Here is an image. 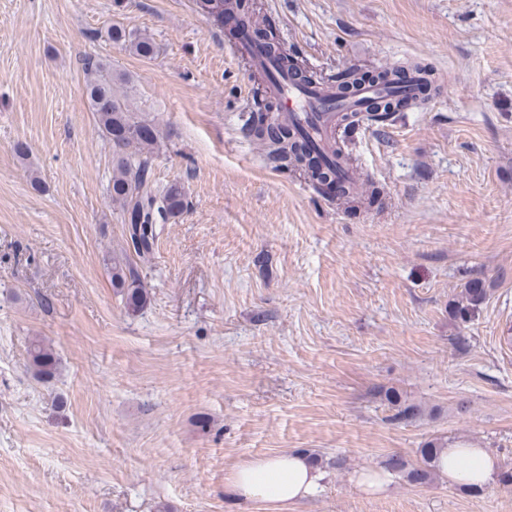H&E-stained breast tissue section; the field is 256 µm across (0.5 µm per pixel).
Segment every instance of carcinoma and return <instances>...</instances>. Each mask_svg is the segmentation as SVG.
I'll return each instance as SVG.
<instances>
[{
  "instance_id": "cac0c4a2",
  "label": "carcinoma",
  "mask_w": 512,
  "mask_h": 512,
  "mask_svg": "<svg viewBox=\"0 0 512 512\" xmlns=\"http://www.w3.org/2000/svg\"><path fill=\"white\" fill-rule=\"evenodd\" d=\"M255 8L256 4L251 0H213V3L202 6L218 23L224 22L226 13L246 18L254 14ZM252 35L267 54L277 60L281 69L301 70L299 62L281 50L273 32L261 35L255 29ZM107 38L125 45L132 54L144 59H152L159 52L156 41L146 33H136L113 25L107 29ZM85 70L89 76L87 94L90 106L95 112L103 137L112 146L113 173L107 194L111 202L121 209L122 221L128 226L135 254L144 258L153 251L156 242L155 225L181 216L188 207L187 195L178 182L159 187L152 180L150 158L162 134L158 125L140 117L133 109L129 94L130 79L124 74L114 73L111 63L103 59H86ZM368 78L373 81H392L397 79V75L382 70L370 77L362 70L352 68L337 77V82L346 91L350 86ZM247 129L264 141L267 159L274 166L307 169L318 184L331 180L336 183L338 194L347 195L346 189L336 181L333 166L322 163L314 156L308 141L280 123L273 113H265L264 120L247 126ZM111 281L112 287L120 290L129 310L136 311L145 305L148 294L137 282L132 264L113 260ZM488 296L489 289L483 280H469L459 298L452 303L454 318L468 322ZM29 363L39 379L49 380L55 376L56 356L40 340L30 343ZM385 396L389 405L396 410L393 419L411 421L418 416L419 408L402 404L399 393L388 391ZM446 447L448 442L436 437L418 449L419 458L416 462L410 463L395 454L386 460L385 465L407 484L426 486L440 475L439 455Z\"/></svg>"
}]
</instances>
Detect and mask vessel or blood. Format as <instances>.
I'll use <instances>...</instances> for the list:
<instances>
[{"label":"vessel or blood","mask_w":512,"mask_h":512,"mask_svg":"<svg viewBox=\"0 0 512 512\" xmlns=\"http://www.w3.org/2000/svg\"><path fill=\"white\" fill-rule=\"evenodd\" d=\"M228 24L240 29L239 39L231 44L234 54L249 61L253 69L270 74L267 94L274 102L280 119L307 137L311 147L335 166L342 183L359 185L357 173L331 151L335 132L348 128L351 116L367 117L372 100L416 96V84L411 82L398 88L365 82L346 96L334 85L317 82L305 84L293 74L279 70L276 61L252 40L248 26L240 25L235 18L229 19Z\"/></svg>","instance_id":"vessel-or-blood-1"}]
</instances>
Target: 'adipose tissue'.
Segmentation results:
<instances>
[{
	"label": "adipose tissue",
	"instance_id": "1",
	"mask_svg": "<svg viewBox=\"0 0 512 512\" xmlns=\"http://www.w3.org/2000/svg\"><path fill=\"white\" fill-rule=\"evenodd\" d=\"M496 460L486 449L463 443L449 444L441 454V472L458 484H486ZM323 478L306 454L283 452L251 460L236 468L227 489L241 502H263L284 512L288 506L313 496Z\"/></svg>",
	"mask_w": 512,
	"mask_h": 512
}]
</instances>
